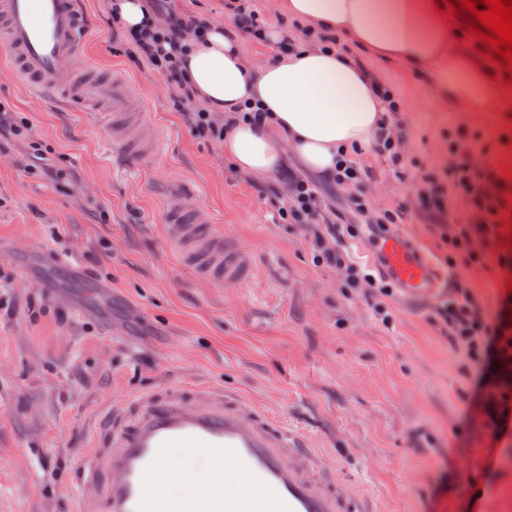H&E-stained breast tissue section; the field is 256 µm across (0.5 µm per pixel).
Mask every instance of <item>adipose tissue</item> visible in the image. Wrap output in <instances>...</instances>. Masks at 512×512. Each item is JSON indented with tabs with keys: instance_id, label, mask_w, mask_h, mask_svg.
Masks as SVG:
<instances>
[{
	"instance_id": "1",
	"label": "adipose tissue",
	"mask_w": 512,
	"mask_h": 512,
	"mask_svg": "<svg viewBox=\"0 0 512 512\" xmlns=\"http://www.w3.org/2000/svg\"><path fill=\"white\" fill-rule=\"evenodd\" d=\"M279 15L307 24L311 38L251 63L234 25L206 23L180 53V70L198 100L224 119L221 145L234 168L257 178L294 157L315 175L335 174L352 150L372 144L388 110L375 78L326 42L342 36L373 56L429 74L438 91L471 109H501L507 89L489 68L454 49L437 0H273ZM124 31L152 33L149 0H112ZM259 107L262 120L244 117Z\"/></svg>"
}]
</instances>
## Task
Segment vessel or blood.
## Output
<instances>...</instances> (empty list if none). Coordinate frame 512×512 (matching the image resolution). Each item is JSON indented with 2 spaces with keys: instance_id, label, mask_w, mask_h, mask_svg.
Returning <instances> with one entry per match:
<instances>
[{
  "instance_id": "1",
  "label": "vessel or blood",
  "mask_w": 512,
  "mask_h": 512,
  "mask_svg": "<svg viewBox=\"0 0 512 512\" xmlns=\"http://www.w3.org/2000/svg\"><path fill=\"white\" fill-rule=\"evenodd\" d=\"M87 28L83 0H0L5 63L30 90L54 93L70 85ZM144 120L141 112L112 115L121 129L119 154L133 168L158 149L131 135ZM163 193L170 202L166 239L175 250L192 256L213 282L235 284L249 276L245 258L214 232L211 216L189 207L186 184L167 182ZM359 250L381 262L410 302L428 300L445 285L432 260L398 231L361 240ZM103 432L77 477L83 504H95V512H244L230 497L184 502L166 491L185 475L190 460L218 454L265 492L268 512L377 510L370 495L342 491L335 471L322 466L318 449L305 436L221 387L170 388L119 399Z\"/></svg>"
}]
</instances>
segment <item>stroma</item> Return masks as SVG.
<instances>
[{"mask_svg": "<svg viewBox=\"0 0 512 512\" xmlns=\"http://www.w3.org/2000/svg\"><path fill=\"white\" fill-rule=\"evenodd\" d=\"M85 60L101 79L66 110L24 94L0 70V105L26 119L33 140L0 137V512H76L78 466L112 397L166 386H221L304 432L321 459L380 512H512V436L496 440L476 408L478 372L429 304L398 290L369 295L346 271L319 264L316 236L367 267L348 227L344 190L318 177L314 224L280 219L296 160L257 179L236 171L221 143L191 133L172 104V80L127 55L110 0H87ZM341 48L400 102L390 130L402 167L377 145L357 150L358 186L377 210L395 209L417 183L441 186L446 210L405 212L399 231L448 272L445 299L468 292L496 318L512 290V248L452 252L445 224L485 217L448 181L457 145L507 215L512 119L464 112L428 76ZM144 111L139 133L161 152L136 169L112 157L111 134L87 117L113 91ZM174 177L195 190L225 244L253 270L219 285L182 262L163 235ZM384 315H377V307Z\"/></svg>", "mask_w": 512, "mask_h": 512, "instance_id": "obj_1", "label": "stroma"}]
</instances>
